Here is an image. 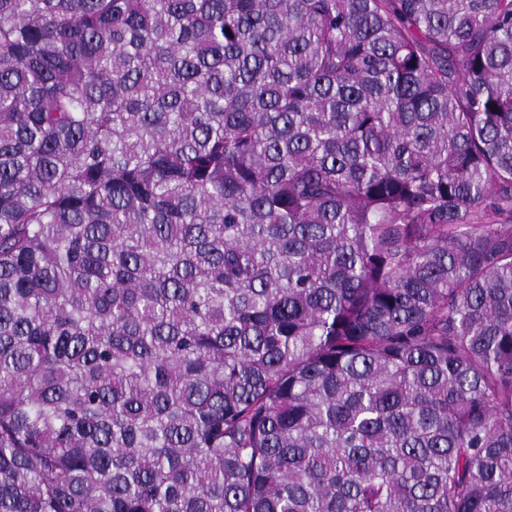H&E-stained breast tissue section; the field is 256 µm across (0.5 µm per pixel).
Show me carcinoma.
Wrapping results in <instances>:
<instances>
[{
  "label": "carcinoma",
  "instance_id": "cac0c4a2",
  "mask_svg": "<svg viewBox=\"0 0 512 512\" xmlns=\"http://www.w3.org/2000/svg\"><path fill=\"white\" fill-rule=\"evenodd\" d=\"M0 512H512V0H0Z\"/></svg>",
  "mask_w": 512,
  "mask_h": 512
}]
</instances>
